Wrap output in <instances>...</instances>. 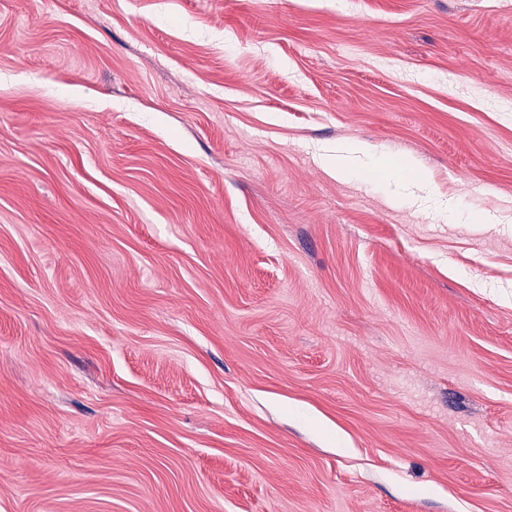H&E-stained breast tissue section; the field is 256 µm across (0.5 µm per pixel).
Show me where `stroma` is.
Wrapping results in <instances>:
<instances>
[{"label": "stroma", "instance_id": "obj_1", "mask_svg": "<svg viewBox=\"0 0 512 512\" xmlns=\"http://www.w3.org/2000/svg\"><path fill=\"white\" fill-rule=\"evenodd\" d=\"M0 512H512V0H0ZM344 153L336 155L335 160L329 161L324 160L327 162V167H329L334 173H336L337 176H348L349 175V169L350 165L347 161V157L349 156H359L365 154V148L359 144V143H348L344 147V150L342 151ZM344 154V155H343Z\"/></svg>", "mask_w": 512, "mask_h": 512}]
</instances>
